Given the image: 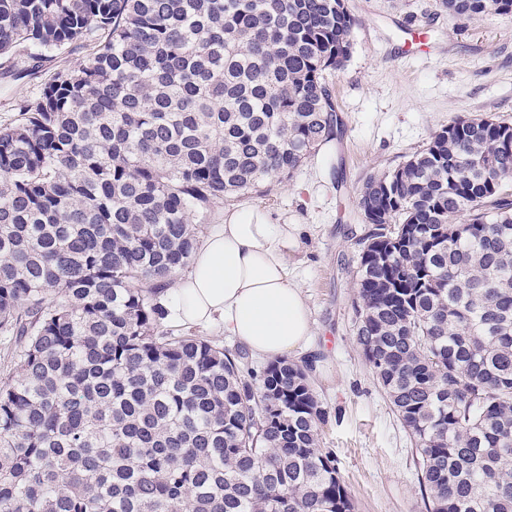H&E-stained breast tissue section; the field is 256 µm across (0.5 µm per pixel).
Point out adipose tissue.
<instances>
[{"label": "adipose tissue", "instance_id": "ef3b65f1", "mask_svg": "<svg viewBox=\"0 0 512 512\" xmlns=\"http://www.w3.org/2000/svg\"><path fill=\"white\" fill-rule=\"evenodd\" d=\"M300 227L240 209L197 245L188 272L163 304L186 327H223L252 354L279 359L303 353L314 336L307 300L288 270Z\"/></svg>", "mask_w": 512, "mask_h": 512}]
</instances>
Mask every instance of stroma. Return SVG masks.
<instances>
[{"mask_svg":"<svg viewBox=\"0 0 512 512\" xmlns=\"http://www.w3.org/2000/svg\"><path fill=\"white\" fill-rule=\"evenodd\" d=\"M353 54L328 75L344 122L340 141L321 148L264 196L211 210L217 224L239 207L301 227L289 261L315 323L305 361L329 420L333 449L356 512H425L412 443L355 341L352 301L365 226L360 190L394 169L452 121L487 115L512 123V16L467 22L440 0H348ZM54 68L23 51L0 59V121L34 98Z\"/></svg>","mask_w":512,"mask_h":512,"instance_id":"1","label":"stroma"}]
</instances>
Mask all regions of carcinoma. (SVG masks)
Here are the masks:
<instances>
[{"instance_id": "obj_1", "label": "carcinoma", "mask_w": 512, "mask_h": 512, "mask_svg": "<svg viewBox=\"0 0 512 512\" xmlns=\"http://www.w3.org/2000/svg\"><path fill=\"white\" fill-rule=\"evenodd\" d=\"M354 25L348 0H0V57L86 51L0 123V512H355L308 367L161 302L214 204L338 138ZM359 207L356 342L426 512H512V125L456 119Z\"/></svg>"}]
</instances>
